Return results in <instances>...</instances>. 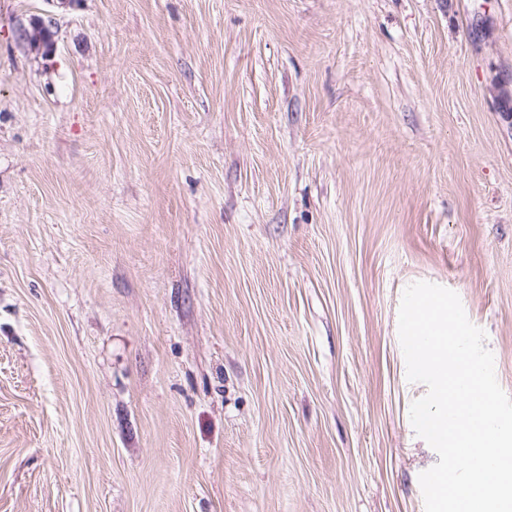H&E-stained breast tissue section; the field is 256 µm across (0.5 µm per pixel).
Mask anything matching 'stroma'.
Returning <instances> with one entry per match:
<instances>
[{
    "label": "stroma",
    "mask_w": 512,
    "mask_h": 512,
    "mask_svg": "<svg viewBox=\"0 0 512 512\" xmlns=\"http://www.w3.org/2000/svg\"><path fill=\"white\" fill-rule=\"evenodd\" d=\"M419 281L512 397V0H0V512H425Z\"/></svg>",
    "instance_id": "35a3bbf8"
}]
</instances>
